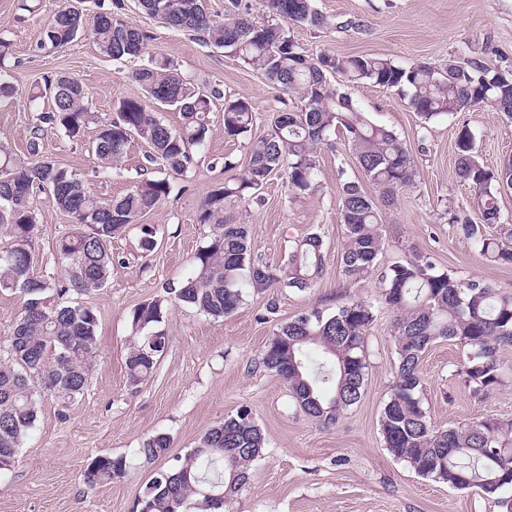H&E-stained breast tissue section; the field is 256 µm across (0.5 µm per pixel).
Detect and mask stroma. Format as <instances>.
<instances>
[{"instance_id": "obj_1", "label": "stroma", "mask_w": 512, "mask_h": 512, "mask_svg": "<svg viewBox=\"0 0 512 512\" xmlns=\"http://www.w3.org/2000/svg\"><path fill=\"white\" fill-rule=\"evenodd\" d=\"M68 0H37L22 10L20 0H0V37L9 40L7 64L17 93L0 103V146L26 157L30 130L39 111L27 100L31 84L66 72L84 83L92 109L109 121L118 101L139 95L131 75L142 58L112 61L87 37L59 50L40 48L47 18ZM122 16L152 34L147 54L172 61L193 83L219 87L207 120L212 129L196 166L175 179L169 198L112 241V270L106 286L91 294H71V301L94 308L99 317L98 353L90 367L84 394L68 408L50 395L40 397L35 428L24 440L15 467L0 474V512H133L134 503L158 472L176 465L196 448L206 431L243 408L266 438L262 457L251 466V480L226 506V512H502L496 497L479 489L458 490L419 476L386 448L379 419L396 377L397 354L392 336L394 315L384 303L382 275L391 265L420 253L462 280L479 279L512 291V266L484 260L449 221L448 205L468 206L471 189L455 172V140L469 128L479 156L496 166L512 155V120L488 104L454 116L422 123L408 100L393 89L369 82L348 86L356 106L378 124L405 140L414 159L416 178L393 204L381 205L383 249L372 273L345 274L341 263L344 227L338 214L343 179L361 172L343 134L317 149L319 188L293 195L284 172H277L257 199L238 204L249 226L254 256L278 265L294 240L320 233L325 273L311 288H280L274 293L245 289L231 317L215 319L176 303L169 307L160 331L166 349L148 379L133 385L125 360L137 335L129 314L145 300L193 271L191 257L206 229L196 217L207 193L227 179L225 158L246 164L247 140L224 133L225 98H247L253 108V137L269 133L271 119L282 110L280 88L240 60L202 44L188 33L163 26L142 12L138 0H123ZM330 19H351L359 32L307 26L291 27L307 52L334 56L370 54L399 65L426 62L443 68L477 58L499 69H512V0H314ZM95 136L82 138L45 131L40 151L64 167L84 173L91 194L122 196L142 169L162 172L148 163V146L133 139L120 170L92 174L88 150ZM38 231L33 273L54 282L62 277L57 241L69 232V218L36 193ZM156 247L147 252L144 238ZM275 314H267L269 297ZM369 303L376 314L366 339L368 376L358 403L336 426L322 427L299 411L288 387L259 363L276 326L301 312L335 311L350 299ZM463 358L455 342L441 340L421 362L423 406L431 421L448 426L484 417L512 419V376L484 399L472 398L456 369ZM171 437L167 453L145 458L140 448L153 432ZM124 457L123 477L89 486L80 475L96 456Z\"/></svg>"}]
</instances>
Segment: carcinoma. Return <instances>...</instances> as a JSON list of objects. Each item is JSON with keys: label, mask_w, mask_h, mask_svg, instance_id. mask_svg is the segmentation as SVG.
I'll return each mask as SVG.
<instances>
[{"label": "carcinoma", "mask_w": 512, "mask_h": 512, "mask_svg": "<svg viewBox=\"0 0 512 512\" xmlns=\"http://www.w3.org/2000/svg\"><path fill=\"white\" fill-rule=\"evenodd\" d=\"M268 20L257 22L251 4L231 0L224 15L208 12L206 0H140L141 9L166 27L193 32L224 53L277 84L300 108L279 112L270 132L251 142L246 165L224 184L209 191L197 223L208 227L193 256L194 273L167 295L140 303L131 323L143 333L126 358L131 384L148 378L165 350L166 336L157 330L168 306L167 296L208 316L233 315L243 300L242 286L258 292L271 288L304 290L324 275L323 239L319 233L295 242L286 263L273 267L253 258L248 225L235 204L256 194L272 174L286 167L288 188L295 194L317 190L316 151L329 137L345 133L364 177L391 200L411 186L416 172L406 142L393 130L372 122L352 98L331 84L370 82L409 93V105L423 122L483 103L512 118V71L491 68L479 59L439 69L427 63L408 66L378 56L336 57L308 54L290 34V26L352 29L351 20L334 22L313 0H261ZM101 12L92 28L76 7L58 10L46 23L40 48L59 49L83 33L114 60L145 53L151 36L119 14L121 0ZM10 43L0 39V100L15 93L5 65ZM141 95L119 101L116 116L98 125L92 141L94 171L106 173L127 154L133 136L149 147V157L165 176L142 173L118 200L101 199L85 188L81 174L40 155L41 125L70 137L83 135L95 116L92 100L78 77L61 74L32 86L28 101L47 103L29 142V159L0 149V289L18 290L22 307L0 356V473L12 470L19 448L35 427L38 390L66 408L82 395L97 350L98 315L69 300L72 291L92 293L105 287L112 267V239L165 200L173 180L194 165L192 148L211 136L205 114L221 92L205 90L184 78L174 66L153 56L132 74ZM166 94L182 122L172 128L157 116V99ZM253 110L244 98L224 100V134L248 137ZM456 175L474 192V217L452 216L464 238L488 261L512 265V225L501 220L499 196L512 188V156L487 166L475 150L474 135L464 127L456 140ZM49 191L46 200L71 219L72 231L56 251L63 264L62 284L32 273V242L37 213L32 189ZM339 218L346 233L341 260L349 276L371 271L382 249V218L373 197L360 182L341 184ZM384 302L395 314L397 374L380 417L385 446L418 475L455 489L479 488L499 495L503 512H512V420L483 418L435 425L420 396L421 361L437 341H454L464 353L457 369L470 394L482 398L504 382L502 350L512 348V292H500L481 280L460 281L427 256L415 254L382 275ZM375 321L371 305L352 299L333 313L306 311L273 331L261 353L263 367L288 386L293 404L320 424L334 426L364 391L368 364L366 337ZM171 439L164 432L148 437L140 453L164 455ZM266 441L250 412L242 409L214 425L174 469L154 477L135 505V512H223L224 505L251 479V465L263 455ZM126 462L109 455L95 458L83 471L84 483L97 485L124 475Z\"/></svg>", "instance_id": "cac0c4a2"}]
</instances>
